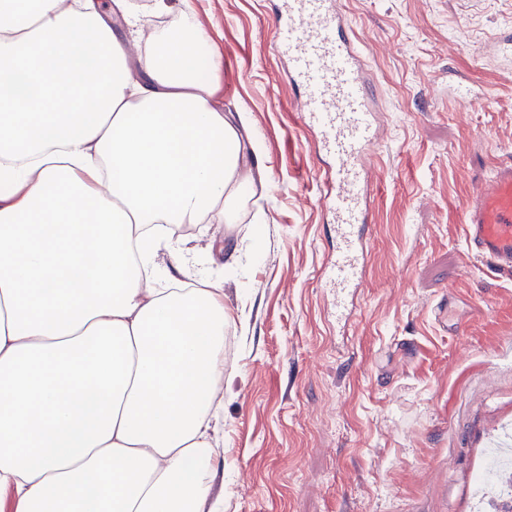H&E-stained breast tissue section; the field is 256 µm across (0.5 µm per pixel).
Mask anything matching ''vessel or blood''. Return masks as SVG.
I'll return each instance as SVG.
<instances>
[{
  "label": "vessel or blood",
  "instance_id": "1",
  "mask_svg": "<svg viewBox=\"0 0 512 512\" xmlns=\"http://www.w3.org/2000/svg\"><path fill=\"white\" fill-rule=\"evenodd\" d=\"M274 45L288 65L303 129L316 135L321 153L333 159L322 204L336 228V248L321 280L331 294L336 320L354 314L370 235V184L366 162L378 138L371 107L365 57L348 33L339 0H278ZM466 240L494 273H512V161L498 162L492 174L464 202Z\"/></svg>",
  "mask_w": 512,
  "mask_h": 512
}]
</instances>
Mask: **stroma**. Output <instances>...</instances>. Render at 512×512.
I'll return each mask as SVG.
<instances>
[{"mask_svg":"<svg viewBox=\"0 0 512 512\" xmlns=\"http://www.w3.org/2000/svg\"><path fill=\"white\" fill-rule=\"evenodd\" d=\"M188 3L224 58L268 175L239 226L211 228L232 316L211 492L223 512H476L512 429V279L473 255L463 204L512 158V83L482 47L512 0H341L367 57L379 141L356 314L329 317L335 231L315 137L273 44L271 0Z\"/></svg>","mask_w":512,"mask_h":512,"instance_id":"35a3bbf8","label":"stroma"}]
</instances>
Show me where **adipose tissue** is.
<instances>
[{"label":"adipose tissue","mask_w":512,"mask_h":512,"mask_svg":"<svg viewBox=\"0 0 512 512\" xmlns=\"http://www.w3.org/2000/svg\"><path fill=\"white\" fill-rule=\"evenodd\" d=\"M223 65L189 10L134 67L101 0H0V488L18 512L223 510L230 315L174 230L232 235L264 186Z\"/></svg>","instance_id":"adipose-tissue-1"}]
</instances>
